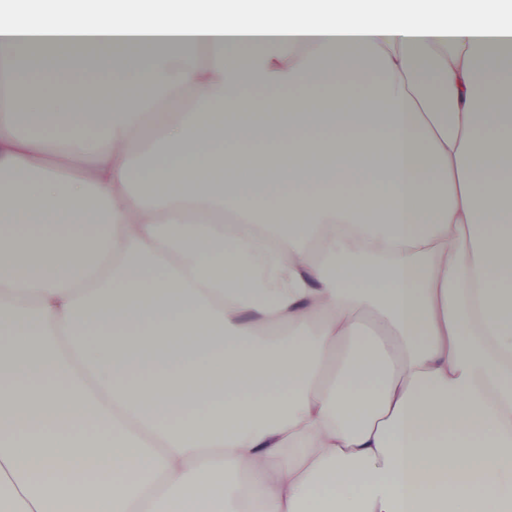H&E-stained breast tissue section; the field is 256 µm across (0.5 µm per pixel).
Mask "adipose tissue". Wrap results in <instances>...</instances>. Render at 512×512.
I'll return each instance as SVG.
<instances>
[{
    "label": "adipose tissue",
    "instance_id": "adipose-tissue-1",
    "mask_svg": "<svg viewBox=\"0 0 512 512\" xmlns=\"http://www.w3.org/2000/svg\"><path fill=\"white\" fill-rule=\"evenodd\" d=\"M36 2L0 512H512V0Z\"/></svg>",
    "mask_w": 512,
    "mask_h": 512
}]
</instances>
